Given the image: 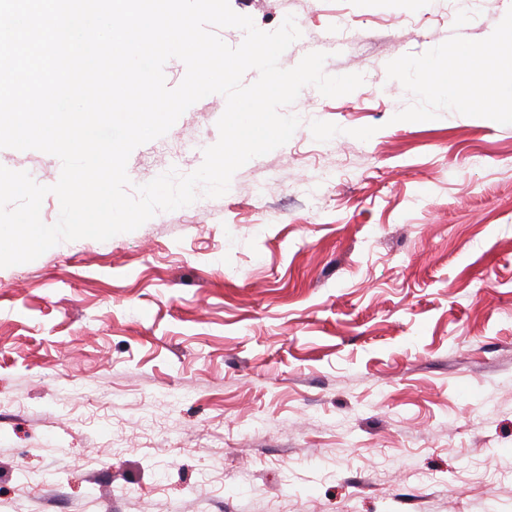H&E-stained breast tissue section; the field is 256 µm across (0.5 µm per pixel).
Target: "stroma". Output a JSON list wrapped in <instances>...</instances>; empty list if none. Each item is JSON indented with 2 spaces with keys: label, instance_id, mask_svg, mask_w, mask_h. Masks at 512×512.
I'll return each instance as SVG.
<instances>
[{
  "label": "stroma",
  "instance_id": "35a3bbf8",
  "mask_svg": "<svg viewBox=\"0 0 512 512\" xmlns=\"http://www.w3.org/2000/svg\"><path fill=\"white\" fill-rule=\"evenodd\" d=\"M229 3L295 17L282 68L364 83L304 87L202 208L0 268V512H512V112L392 75L507 33L512 0ZM225 107L135 148L132 185L196 170Z\"/></svg>",
  "mask_w": 512,
  "mask_h": 512
}]
</instances>
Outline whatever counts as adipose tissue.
<instances>
[{
    "mask_svg": "<svg viewBox=\"0 0 512 512\" xmlns=\"http://www.w3.org/2000/svg\"><path fill=\"white\" fill-rule=\"evenodd\" d=\"M420 91L441 95L446 107L456 112H500L512 107V84L501 79L512 71V57L497 52L485 55L474 69L457 67L454 53L440 52L436 59L414 64Z\"/></svg>",
    "mask_w": 512,
    "mask_h": 512,
    "instance_id": "ef3b65f1",
    "label": "adipose tissue"
}]
</instances>
